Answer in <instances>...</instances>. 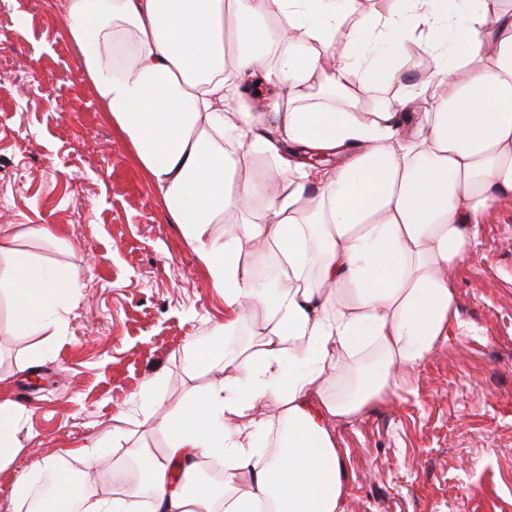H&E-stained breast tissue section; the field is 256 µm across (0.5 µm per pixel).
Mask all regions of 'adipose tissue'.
Listing matches in <instances>:
<instances>
[{"instance_id":"1","label":"adipose tissue","mask_w":512,"mask_h":512,"mask_svg":"<svg viewBox=\"0 0 512 512\" xmlns=\"http://www.w3.org/2000/svg\"><path fill=\"white\" fill-rule=\"evenodd\" d=\"M79 64L130 140L172 221L224 290V322L192 369L224 375L154 416L164 454L124 449L138 479L82 512H342L334 426L399 389L459 324L454 272L486 214L512 200V0H59ZM423 37L424 79L408 44ZM381 87L398 94L378 102ZM267 179L253 176L256 158ZM236 214L238 237L209 227ZM43 224L0 225V290L26 333L60 328L78 270L14 246ZM273 252L260 288L244 246ZM258 340L224 350L247 312ZM355 388L326 386L344 361ZM223 460L197 485L204 460ZM13 491L15 512H71L74 483Z\"/></svg>"}]
</instances>
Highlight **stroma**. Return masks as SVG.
<instances>
[{
    "instance_id": "obj_1",
    "label": "stroma",
    "mask_w": 512,
    "mask_h": 512,
    "mask_svg": "<svg viewBox=\"0 0 512 512\" xmlns=\"http://www.w3.org/2000/svg\"><path fill=\"white\" fill-rule=\"evenodd\" d=\"M49 224L57 241L20 239L82 286L66 333L27 334L0 294V400L23 407L20 449L0 465V512L47 458L123 465L125 445L164 450L144 426L185 404L216 372L188 348L224 321V291L172 224L81 71L57 0H0V225ZM461 325L410 390L336 424L343 512H512V201L492 209L455 273ZM155 400H141L147 383Z\"/></svg>"
}]
</instances>
